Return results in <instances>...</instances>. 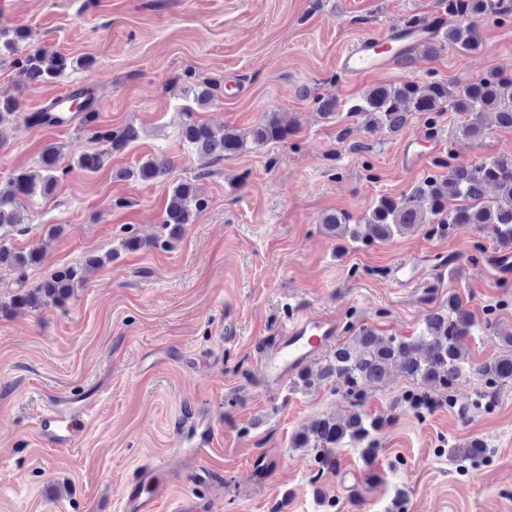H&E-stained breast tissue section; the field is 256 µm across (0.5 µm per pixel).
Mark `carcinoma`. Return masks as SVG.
<instances>
[{"mask_svg":"<svg viewBox=\"0 0 512 512\" xmlns=\"http://www.w3.org/2000/svg\"><path fill=\"white\" fill-rule=\"evenodd\" d=\"M437 7L453 23L442 30L440 39L423 45V51L430 55L447 46L477 48L479 22L490 15L512 11L504 0H437ZM28 38L24 29L0 30V50L15 54L12 66L19 82L25 85L53 84L69 69H87L92 65L88 59L69 58L41 47L19 52L20 43ZM220 88L221 83L215 79L199 81L190 73L185 75L181 89L183 103L178 108L182 147L222 159L244 150L249 140L257 145L280 143L291 135L290 127L274 112L255 125L248 139L232 129L219 132L194 119L196 108L211 102ZM19 109L18 98L0 97V126L18 117ZM447 111L469 116L462 130L469 138L481 137L488 116L499 126L512 128V76L491 72L454 87L441 81L424 87L415 82L376 85L349 108L350 113L363 118L361 125L341 130L338 137L346 140L355 133L383 131L394 135L418 112ZM76 112L80 115V127L92 130L94 140L106 145L104 149L76 155L75 164L88 173L103 168L112 152L123 150L140 138L141 131L132 124L117 129L97 128V113L86 110L82 103ZM60 156V148L49 146L42 153L39 170L16 173L6 185L0 186V229L24 223L25 200L35 195L54 196L67 174L66 169L59 167ZM170 170V159L150 158L128 171L126 177L145 183L161 182ZM489 188L496 190L495 197L487 196ZM206 205V199L193 184H173L162 219L168 237L173 239L181 233ZM321 224L331 236L364 246L384 244L397 235L414 233L425 226L430 233H445L457 224H474L499 249L509 251L512 249V153L475 166L450 164L448 177L444 179L427 176L408 194L398 198L380 197L358 218L336 211L323 216ZM45 260L42 250L23 252L0 247V268L16 271L22 277ZM83 272L84 268L77 266L58 270L35 287L14 296L9 303H1L0 312L61 305L83 280ZM475 333L476 321L454 294L448 295L447 311L429 314L415 336L385 335L367 326L359 328L348 340L336 345L323 361L303 368L293 381L304 392L328 383L334 385L347 402V414L313 420L294 433L291 447L308 449L321 470L334 468L336 450L341 448H356L363 457H374L379 449L378 435L390 423L391 416L368 414L365 391L370 386L386 384L393 367L398 376L418 385L417 390L400 397V402L416 414L431 410L440 403L441 395L451 393L459 382L472 376L480 378L488 388L512 382V354L495 355L479 364L464 356V345ZM486 452L487 443L482 440L453 449L454 454L473 460Z\"/></svg>","mask_w":512,"mask_h":512,"instance_id":"carcinoma-1","label":"carcinoma"}]
</instances>
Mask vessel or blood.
<instances>
[{"label":"vessel or blood","mask_w":512,"mask_h":512,"mask_svg":"<svg viewBox=\"0 0 512 512\" xmlns=\"http://www.w3.org/2000/svg\"><path fill=\"white\" fill-rule=\"evenodd\" d=\"M432 33V28L426 24L414 29L404 25L389 26L385 33L362 38L345 51L339 59V68L350 79L386 72L409 59L416 46L431 40ZM442 146V140L435 136L406 138L398 147V163L405 170L421 171ZM340 332L341 324L335 316L306 314L262 338L255 348L256 365L266 387L277 388L299 372L333 344ZM87 427L85 406L73 396L51 400L37 425L41 440L57 448L76 443ZM170 481V471L164 465L137 468L122 489L128 512H157L159 500Z\"/></svg>","instance_id":"obj_1"}]
</instances>
